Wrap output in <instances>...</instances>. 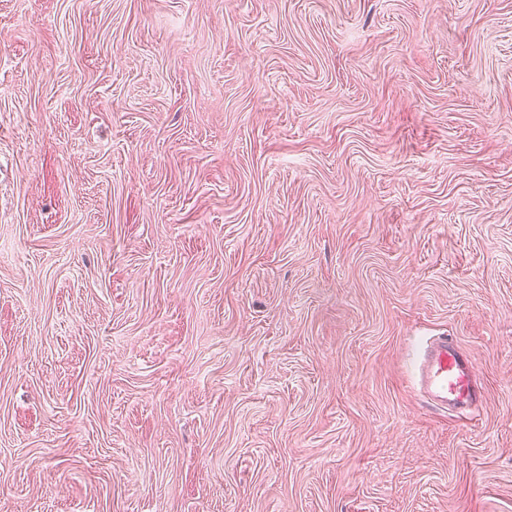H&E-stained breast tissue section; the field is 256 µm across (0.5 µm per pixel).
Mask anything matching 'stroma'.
<instances>
[{
    "instance_id": "1",
    "label": "stroma",
    "mask_w": 512,
    "mask_h": 512,
    "mask_svg": "<svg viewBox=\"0 0 512 512\" xmlns=\"http://www.w3.org/2000/svg\"><path fill=\"white\" fill-rule=\"evenodd\" d=\"M0 512H512V0H0ZM414 377L425 402L433 408L465 410L482 396L472 361L448 336L423 346Z\"/></svg>"
}]
</instances>
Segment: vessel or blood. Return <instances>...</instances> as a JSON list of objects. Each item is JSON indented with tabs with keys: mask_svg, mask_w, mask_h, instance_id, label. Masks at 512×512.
Masks as SVG:
<instances>
[{
	"mask_svg": "<svg viewBox=\"0 0 512 512\" xmlns=\"http://www.w3.org/2000/svg\"><path fill=\"white\" fill-rule=\"evenodd\" d=\"M414 377L425 402L434 408L464 410L482 395L472 361L445 336L423 346Z\"/></svg>",
	"mask_w": 512,
	"mask_h": 512,
	"instance_id": "1",
	"label": "vessel or blood"
}]
</instances>
